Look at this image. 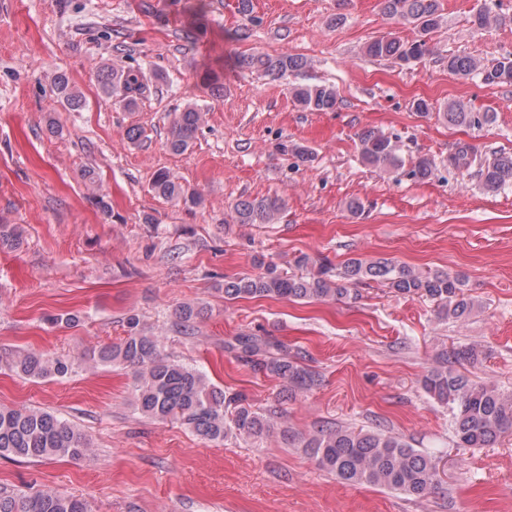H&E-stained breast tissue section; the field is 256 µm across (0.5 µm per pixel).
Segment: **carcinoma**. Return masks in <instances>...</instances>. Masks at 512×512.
I'll return each mask as SVG.
<instances>
[{"label": "carcinoma", "instance_id": "obj_1", "mask_svg": "<svg viewBox=\"0 0 512 512\" xmlns=\"http://www.w3.org/2000/svg\"><path fill=\"white\" fill-rule=\"evenodd\" d=\"M380 13L389 24L412 23L419 28L420 38L403 42L388 34L373 38L365 46V54L375 59L408 64L431 53L429 35L441 26L439 0H379ZM494 5H486L473 15L471 23L484 29L501 19ZM243 69H256L266 76L279 77L299 71L307 60L297 55L248 53L240 55ZM448 73L461 78L479 77L486 84L512 85V55L484 65L472 56L448 57ZM99 83L112 101L132 112L142 90L139 75L132 70L112 68L98 73ZM52 93L68 109L83 106L81 96L70 85L66 74L55 76ZM295 100L311 112H333L338 103L334 87L325 84L294 89ZM451 125L483 127L496 121L497 113L477 111L462 102L448 104L441 112ZM202 120V112L188 106L174 113L166 146L173 152L188 150ZM361 160L369 165L398 169L402 161L397 146L384 133L366 130L359 135ZM436 171L434 161L422 156L411 162L408 176L423 181ZM483 189L496 193L512 187V153H499L480 169ZM151 191L166 201L195 206L200 197L188 192L168 171L157 172ZM285 208L279 197L240 200L234 206L239 224H272ZM21 231L14 224H0V246H16ZM368 281L383 284L400 294L425 296L438 304L446 318L463 319L474 303L463 291L464 281L458 275L436 271L420 274L391 259L372 261L354 258L343 271L333 273L323 265L300 276L279 273L274 265L254 277L224 280V299L268 297L286 300H342L351 297L352 287ZM127 336L115 345H107L90 355V361L101 366H124L134 370L135 409L144 417L179 422L206 443L220 446L230 435L259 439L271 428L278 412L262 413L239 397H226L224 391L211 384L206 374L161 352L157 338L140 327L137 316L126 320ZM247 357L263 356V366L272 375L297 389H308L318 379L281 349L257 337L238 339ZM473 348L443 351L438 366L422 379L425 393L435 403L448 408L451 426L462 448H488L508 433L512 434V395L496 387L476 381L461 373L457 366L473 362ZM15 371L33 379L64 378L71 373L73 362L68 357L47 358L36 352L19 354ZM303 447L311 450L318 464L333 473L344 484L368 485L398 491L415 499H424L438 489V462L409 442L390 434L372 430L326 428L317 431ZM90 451L89 440L54 414L27 408L0 407V456L15 461H40L48 458L79 459ZM0 512H90L85 500L73 495L45 489L34 494L0 495Z\"/></svg>", "mask_w": 512, "mask_h": 512}]
</instances>
